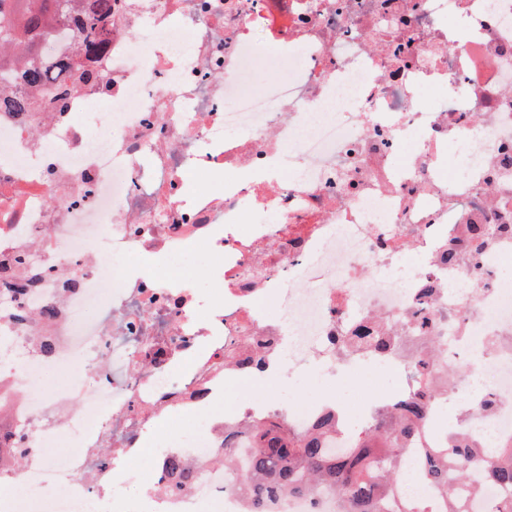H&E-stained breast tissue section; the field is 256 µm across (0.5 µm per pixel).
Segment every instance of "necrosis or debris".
<instances>
[{
	"label": "necrosis or debris",
	"mask_w": 512,
	"mask_h": 512,
	"mask_svg": "<svg viewBox=\"0 0 512 512\" xmlns=\"http://www.w3.org/2000/svg\"><path fill=\"white\" fill-rule=\"evenodd\" d=\"M115 3L99 78L70 86L67 111L0 113V336L13 348L0 403L30 449L16 490L30 512H117L97 480L125 489L143 436L188 409V427L154 443L150 512H244L236 475L209 465L224 446L211 409L253 377L225 366L230 349L260 353L267 377L399 376L353 410L263 402L239 420L283 415L304 432L332 413L348 433L399 404L422 358L432 383L455 379L430 404L429 443L459 426L512 442V165L500 163L512 155V0ZM452 18L469 20L467 41ZM429 87L448 94L417 100ZM91 118L106 136L89 137ZM193 171L222 192H187ZM249 209L279 221L238 233ZM470 224L504 230L480 265L444 263ZM199 244L205 302L182 262ZM142 253L174 266L135 272ZM270 294L273 321L258 306ZM411 321L439 337L437 354L406 341ZM367 334L396 337L395 350L377 354ZM34 335L53 352L33 355ZM48 365L68 375L71 403L30 391ZM172 454L200 476L165 494Z\"/></svg>",
	"instance_id": "1"
}]
</instances>
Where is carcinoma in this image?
<instances>
[{"instance_id": "obj_1", "label": "carcinoma", "mask_w": 512, "mask_h": 512, "mask_svg": "<svg viewBox=\"0 0 512 512\" xmlns=\"http://www.w3.org/2000/svg\"><path fill=\"white\" fill-rule=\"evenodd\" d=\"M72 26L79 50L94 57L105 39L112 35V0H0V46L23 50L27 68L18 76L29 88L46 93L41 105L63 111L61 89L57 82L70 75L73 83L91 80L94 70L52 56V38L61 26ZM35 103L13 94L0 95V112H30ZM492 227L474 224L466 234L470 248L468 259H477L489 241ZM414 392L396 409H380L372 423L350 433L344 447L326 444L327 434L336 431L334 419L320 418L309 432L288 429L278 417L245 421L248 445H242L238 432L224 433V454L212 465L239 470V491L246 501V512H272L279 497L324 493L340 502V512H429L428 504L406 494L399 475L405 471V456L420 440L434 389L421 363L413 367ZM0 424V470H14L26 449L14 439L5 438ZM455 455L448 448L422 449V476L426 484L448 497L443 512H458L454 487L469 476L468 439L462 433L452 435ZM488 479L507 492L494 512H512V444L499 447L484 459ZM172 488L181 489L197 477L194 466L172 459L167 463Z\"/></svg>"}]
</instances>
